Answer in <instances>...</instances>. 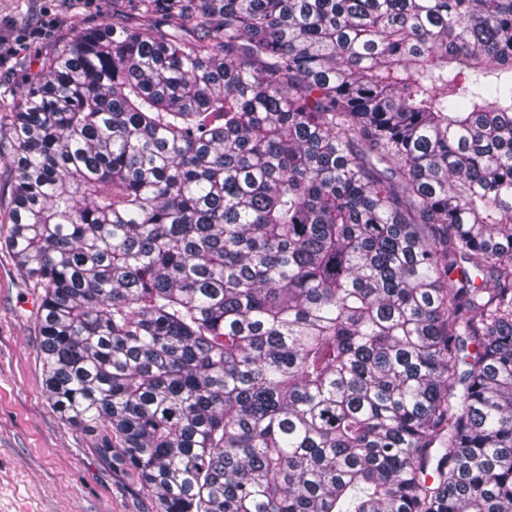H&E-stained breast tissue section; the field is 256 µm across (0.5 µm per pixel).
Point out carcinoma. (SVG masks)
I'll use <instances>...</instances> for the list:
<instances>
[{"mask_svg":"<svg viewBox=\"0 0 512 512\" xmlns=\"http://www.w3.org/2000/svg\"><path fill=\"white\" fill-rule=\"evenodd\" d=\"M37 65L0 243L162 512H512V0H112Z\"/></svg>","mask_w":512,"mask_h":512,"instance_id":"obj_1","label":"carcinoma"}]
</instances>
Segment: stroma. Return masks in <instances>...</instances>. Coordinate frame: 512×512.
Wrapping results in <instances>:
<instances>
[{"mask_svg":"<svg viewBox=\"0 0 512 512\" xmlns=\"http://www.w3.org/2000/svg\"><path fill=\"white\" fill-rule=\"evenodd\" d=\"M58 19L47 38L18 46L0 65V93L29 81L25 57L112 19V0H0V40ZM35 290L0 247V512H159L141 476L95 448L45 394Z\"/></svg>","mask_w":512,"mask_h":512,"instance_id":"stroma-1","label":"stroma"}]
</instances>
